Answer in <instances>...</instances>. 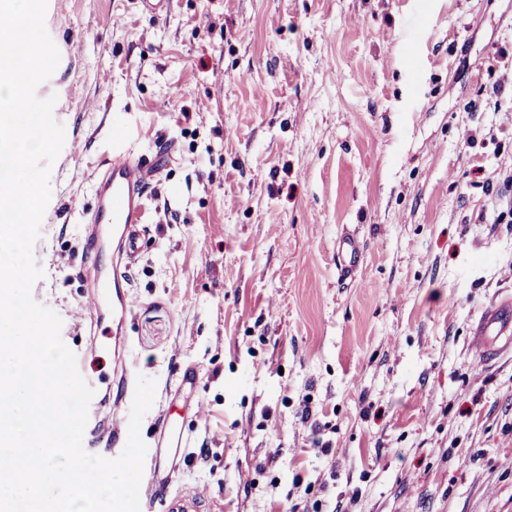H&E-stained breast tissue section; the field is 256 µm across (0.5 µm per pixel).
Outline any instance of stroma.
Segmentation results:
<instances>
[{
    "instance_id": "obj_1",
    "label": "stroma",
    "mask_w": 512,
    "mask_h": 512,
    "mask_svg": "<svg viewBox=\"0 0 512 512\" xmlns=\"http://www.w3.org/2000/svg\"><path fill=\"white\" fill-rule=\"evenodd\" d=\"M45 26L36 94L81 149L52 165L31 295L112 373L111 321L73 315L123 126L158 162L126 340L157 382L142 436L171 396L192 438L178 485L222 512H512V351L471 347L512 298V185L486 192L512 112L485 102L512 0H47ZM341 269L347 273L358 269L362 260V248L354 238H346L340 244Z\"/></svg>"
}]
</instances>
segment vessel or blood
<instances>
[{
  "label": "vessel or blood",
  "instance_id": "vessel-or-blood-1",
  "mask_svg": "<svg viewBox=\"0 0 512 512\" xmlns=\"http://www.w3.org/2000/svg\"><path fill=\"white\" fill-rule=\"evenodd\" d=\"M154 168L149 161L132 157L119 149L106 158L94 191L98 205L86 218L90 228V247H97L104 225L112 227V244L118 259L111 276L97 278L95 287L82 300L77 320L80 325L100 324L111 316L112 329L118 339L115 353H122L125 344L119 336L129 315L138 305L128 290L126 271L136 253L137 224L142 221L144 195ZM341 268L345 272L358 269L362 260L360 243L353 238L340 244ZM512 348V301L487 308L477 326L472 349L482 361L488 362ZM138 371L124 367L113 377L88 378L94 396L89 405V419L84 430L88 446L98 448L101 456L120 455L128 437V419ZM157 432L167 447L185 448L189 437L171 429L166 413H159ZM175 472L162 471L158 454L147 451L140 486V512H219L213 498L198 488L173 492Z\"/></svg>",
  "mask_w": 512,
  "mask_h": 512
}]
</instances>
